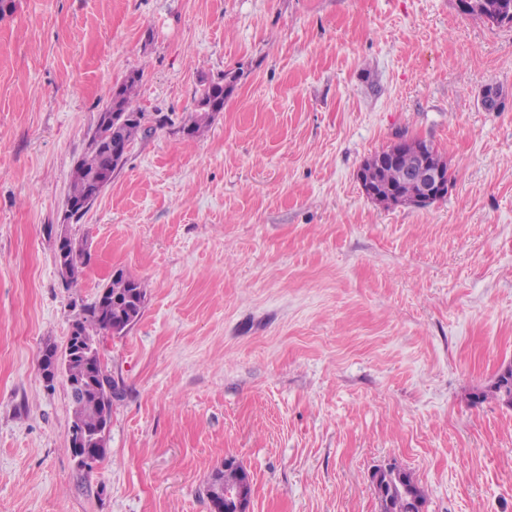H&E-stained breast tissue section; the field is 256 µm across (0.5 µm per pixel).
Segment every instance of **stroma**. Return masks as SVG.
<instances>
[{
	"label": "stroma",
	"mask_w": 512,
	"mask_h": 512,
	"mask_svg": "<svg viewBox=\"0 0 512 512\" xmlns=\"http://www.w3.org/2000/svg\"><path fill=\"white\" fill-rule=\"evenodd\" d=\"M133 71L144 130L69 224L87 254L68 282L70 175ZM227 72L223 111L186 136ZM400 136L447 158V197L366 196L362 163ZM118 270L146 302L100 337L118 392L87 469L42 358ZM509 365L512 25L456 0H15L0 18V512H212L230 457L248 512H379L389 464L423 512H512V408L474 401ZM224 75L217 81L204 82L199 91L196 110L191 115L187 124L183 126V132L187 136L196 135L201 129L205 128L209 123L213 112H221L224 108V101L233 88L235 76ZM220 101V106H216V101ZM247 478H249V475L243 465L235 458H228L225 459L224 465L221 468H217L214 473L212 472L206 483L204 491H206L207 486L212 482L235 485Z\"/></svg>",
	"instance_id": "35a3bbf8"
}]
</instances>
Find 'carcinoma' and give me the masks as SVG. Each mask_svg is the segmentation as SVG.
<instances>
[{"mask_svg":"<svg viewBox=\"0 0 512 512\" xmlns=\"http://www.w3.org/2000/svg\"><path fill=\"white\" fill-rule=\"evenodd\" d=\"M467 15L491 25L511 24L512 0H472ZM139 81L140 72L134 71L112 87L110 100L100 113L93 133L100 139L102 147L87 149L71 173L68 201L77 220L85 214V207L94 203L111 183L112 176L124 164L130 146L142 130L144 114L133 104V92ZM234 82L235 76L225 74L216 81L202 84L196 110L183 126L186 135H196L207 126L213 113L222 110L216 106V101H225ZM421 147L433 151L437 160L444 161L432 143L401 138L367 159L360 170V178L370 180L381 189L392 188L406 200H413L421 193V188L406 178L405 168L416 159ZM84 256L85 252L80 250L59 260L64 279L73 281L78 277ZM144 301L145 291L141 283L117 270L102 289L98 302L88 308L86 316L75 322L77 335L66 346L62 365L73 406V425L82 432L104 434L111 417L116 383L100 356L87 361L80 350L97 343L101 332L113 336L125 334L141 317ZM475 398L479 401L493 398L511 408L512 367L499 373L487 388L475 394ZM247 478L249 475L243 465L228 458L212 473L208 482L235 485ZM371 480L382 512H422L424 493L411 472L389 466L382 471L373 470Z\"/></svg>","mask_w":512,"mask_h":512,"instance_id":"1","label":"carcinoma"}]
</instances>
